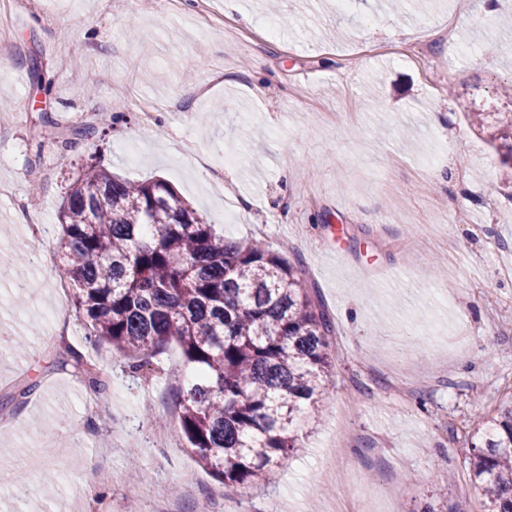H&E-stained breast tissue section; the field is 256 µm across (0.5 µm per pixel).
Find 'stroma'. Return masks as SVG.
<instances>
[{"instance_id": "stroma-1", "label": "stroma", "mask_w": 512, "mask_h": 512, "mask_svg": "<svg viewBox=\"0 0 512 512\" xmlns=\"http://www.w3.org/2000/svg\"><path fill=\"white\" fill-rule=\"evenodd\" d=\"M0 0V455L15 476L38 462L54 497L0 495V512H444L482 502L465 463L481 417L512 394V167L472 112H512V0ZM39 53L44 90L28 56ZM153 113L151 126L140 115ZM65 142L38 137L42 114ZM168 181L219 234L301 262L335 332L322 412L287 464L234 496L185 447L173 393L184 367L168 344L152 367L104 360L108 388L60 368L45 315L85 319L31 263L34 226L58 215L86 164ZM178 485L179 496L162 491Z\"/></svg>"}]
</instances>
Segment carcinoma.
Returning a JSON list of instances; mask_svg holds the SVG:
<instances>
[{
	"mask_svg": "<svg viewBox=\"0 0 512 512\" xmlns=\"http://www.w3.org/2000/svg\"><path fill=\"white\" fill-rule=\"evenodd\" d=\"M512 140V112L470 116ZM38 135H64L48 114ZM57 252L87 321L134 370L175 341L186 377L179 423L191 452L232 496L302 448L301 424L329 384L333 326L291 264L263 243L226 241L163 179L133 183L93 164L69 185ZM59 364L97 393L107 376L77 349ZM468 466L482 512H512V398L473 432Z\"/></svg>",
	"mask_w": 512,
	"mask_h": 512,
	"instance_id": "cac0c4a2",
	"label": "carcinoma"
}]
</instances>
